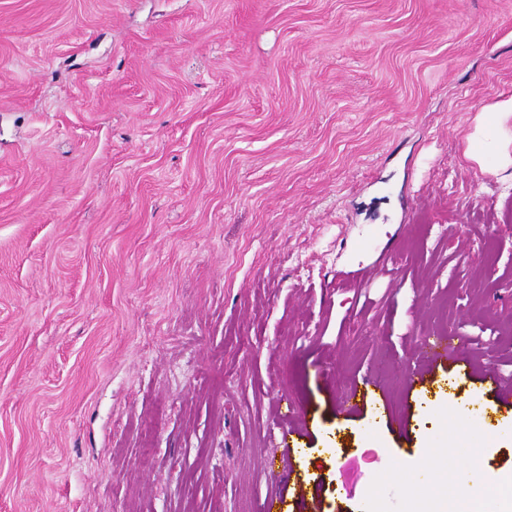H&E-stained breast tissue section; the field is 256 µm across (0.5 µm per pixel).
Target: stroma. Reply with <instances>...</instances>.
<instances>
[{
    "instance_id": "obj_1",
    "label": "stroma",
    "mask_w": 512,
    "mask_h": 512,
    "mask_svg": "<svg viewBox=\"0 0 512 512\" xmlns=\"http://www.w3.org/2000/svg\"><path fill=\"white\" fill-rule=\"evenodd\" d=\"M506 91L512 0H0V512H267L296 427L322 512H410L406 372L512 378ZM480 119L469 135L471 153L467 157L483 163L490 158L492 170L507 169L512 166V154L509 145L512 144V129L508 123L512 119V94L503 96L493 105L481 111ZM455 336H448V338H437L432 342H428L425 345L426 354L431 363H437L439 361H446L448 354L452 351H456L459 355L456 361L460 364L464 362V359L460 356L465 350L466 346L464 343H460L458 346H453V340Z\"/></svg>"
}]
</instances>
